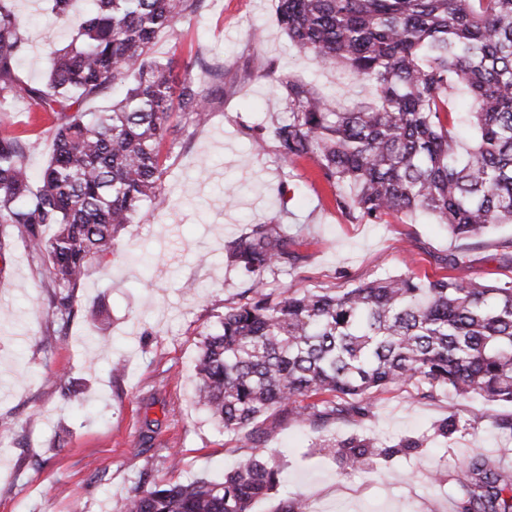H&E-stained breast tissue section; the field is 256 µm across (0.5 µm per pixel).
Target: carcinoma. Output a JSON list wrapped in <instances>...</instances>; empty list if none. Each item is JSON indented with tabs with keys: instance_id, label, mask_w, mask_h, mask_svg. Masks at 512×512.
I'll return each instance as SVG.
<instances>
[{
	"instance_id": "1",
	"label": "carcinoma",
	"mask_w": 512,
	"mask_h": 512,
	"mask_svg": "<svg viewBox=\"0 0 512 512\" xmlns=\"http://www.w3.org/2000/svg\"><path fill=\"white\" fill-rule=\"evenodd\" d=\"M92 2L66 46L46 41L47 78L32 85L16 74L27 31L0 0V108L29 99L55 120L37 187L25 144L0 135V235L12 229L45 261L60 336L89 266L141 208L164 207L165 149L206 124L224 98V74L203 87L191 63L174 93L175 59L152 55L156 39L204 0ZM276 11L293 56L339 66L375 93L345 105L280 78L283 116L272 134L284 176L295 177L298 160L313 161L336 208L368 224L426 213L457 239L512 224V0H277ZM117 87L123 97L108 109L83 110L86 99ZM226 257L247 288L195 365L198 403L225 433L257 445L274 413L364 417L375 392L405 383L420 400L449 388L512 404V279L491 285L407 272L339 291L276 294L268 277L305 260L276 219L251 225ZM464 428L450 414L430 435L392 447L367 437L326 438L319 447L338 449L356 469ZM265 453L255 448L220 480L137 485L121 512H253L279 483ZM460 486L474 512H512V474L485 459L468 462Z\"/></svg>"
}]
</instances>
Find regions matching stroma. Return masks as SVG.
<instances>
[{
    "label": "stroma",
    "mask_w": 512,
    "mask_h": 512,
    "mask_svg": "<svg viewBox=\"0 0 512 512\" xmlns=\"http://www.w3.org/2000/svg\"><path fill=\"white\" fill-rule=\"evenodd\" d=\"M11 6L29 35L18 76L40 83L48 69L45 35L65 45L89 0H75L65 15L47 0ZM275 9V0H205L175 34L156 40V56L208 60V68L192 71L198 85H213L214 71H223L224 102L170 155L166 205L143 208L90 266L65 337L52 335L42 261L16 236L0 245V512H120L135 485L219 478L251 453L250 443L224 433L195 401L201 344L242 291L224 244L250 224L280 220L300 241L306 263L279 277L282 288L336 290L407 270L433 278L450 254L460 259L456 276L492 282L512 275L497 254L510 226L463 241L403 214L368 224L337 210L309 160L298 162V179L283 183L274 148L256 152L247 131L279 116L277 71L293 70L330 96L370 91L314 60L291 62ZM51 124L32 102L0 110V135L26 144L36 177L52 153ZM452 412L468 431L357 470L314 445L320 437L366 436L392 446L429 435ZM508 416L511 406L492 409L478 397L448 391L420 401L413 388L395 387L376 393L362 418L315 426L269 420L261 445L284 484L255 512H274L297 494L318 512H463L455 477L464 459L480 456L512 472V442L493 424Z\"/></svg>",
    "instance_id": "stroma-1"
}]
</instances>
